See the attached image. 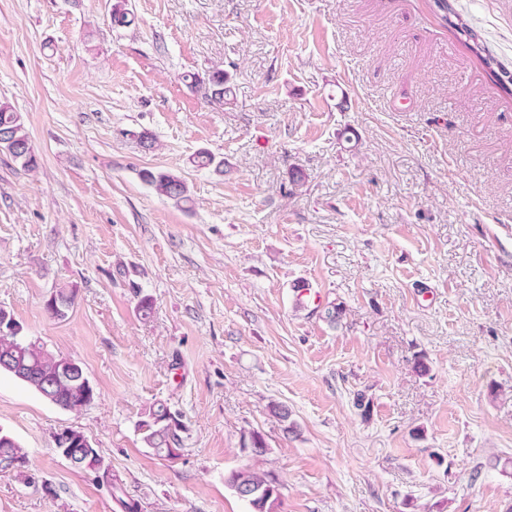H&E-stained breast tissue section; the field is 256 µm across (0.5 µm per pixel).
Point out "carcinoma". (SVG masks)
I'll return each mask as SVG.
<instances>
[{
    "mask_svg": "<svg viewBox=\"0 0 512 512\" xmlns=\"http://www.w3.org/2000/svg\"><path fill=\"white\" fill-rule=\"evenodd\" d=\"M195 87L204 91V97L224 99L231 92L230 76L222 71H214L202 77L192 76ZM0 151L8 153L26 170L35 168L37 156L20 113L8 102L0 101ZM194 166L207 169L216 175L224 174V160L207 150H200L193 157ZM141 180L158 195L166 197L179 205L190 202L188 187L178 176L164 171L145 169ZM76 289H61L51 295L46 302L47 310L55 318H63L74 304ZM0 354L12 360L13 366L1 368L0 372L21 381L39 395L46 392L45 382L56 381L51 403L66 410H78L91 405L96 392L90 382L86 381L85 372L71 369L63 364L64 356L54 354L42 344H29L0 334ZM268 410L283 423V432L298 435L297 424L290 420L288 407L279 402H270ZM138 431L142 441L151 448L155 455L163 460H171L170 449L178 447L181 433L185 431L181 415L173 414L164 404L149 408L146 418L140 420ZM57 445L74 451L72 466L92 473L97 480L108 485L111 490L120 489L112 482L110 466L105 464L103 456L96 445H87L88 437L81 431L66 428L56 437ZM243 447L250 449V455L259 459L268 451L263 434L251 431L243 437ZM28 464V452L11 435L0 431V472L21 473ZM224 484L234 493L243 489L252 490L246 504L249 512H280L283 503V484L269 471H264L254 464H247L224 474Z\"/></svg>",
    "mask_w": 512,
    "mask_h": 512,
    "instance_id": "carcinoma-1",
    "label": "carcinoma"
}]
</instances>
